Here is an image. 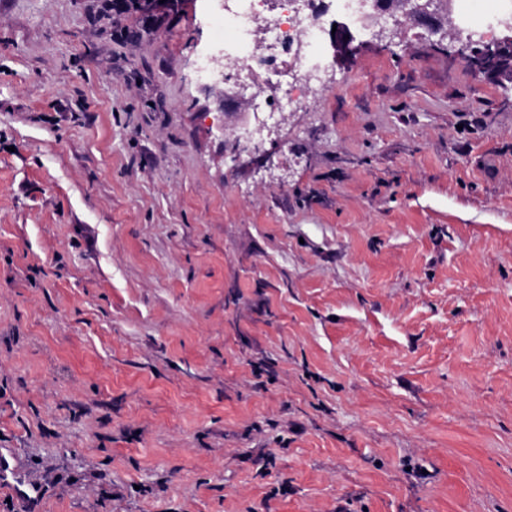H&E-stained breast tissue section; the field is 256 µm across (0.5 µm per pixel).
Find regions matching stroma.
Returning a JSON list of instances; mask_svg holds the SVG:
<instances>
[{
    "instance_id": "stroma-1",
    "label": "stroma",
    "mask_w": 512,
    "mask_h": 512,
    "mask_svg": "<svg viewBox=\"0 0 512 512\" xmlns=\"http://www.w3.org/2000/svg\"><path fill=\"white\" fill-rule=\"evenodd\" d=\"M400 28L257 162L205 0H0V448L40 512H512V82Z\"/></svg>"
}]
</instances>
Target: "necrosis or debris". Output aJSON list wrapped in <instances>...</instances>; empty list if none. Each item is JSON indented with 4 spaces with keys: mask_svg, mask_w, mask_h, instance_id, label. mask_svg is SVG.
<instances>
[{
    "mask_svg": "<svg viewBox=\"0 0 512 512\" xmlns=\"http://www.w3.org/2000/svg\"><path fill=\"white\" fill-rule=\"evenodd\" d=\"M215 25L224 36L198 56L197 77L223 81L236 98L245 100L253 114L250 127L238 136L246 143L261 138L273 117L305 108L324 83L330 58L322 48L327 25L339 19L371 36L391 13L378 11L364 18L362 0H213ZM263 83L279 85L274 99L254 90Z\"/></svg>",
    "mask_w": 512,
    "mask_h": 512,
    "instance_id": "necrosis-or-debris-1",
    "label": "necrosis or debris"
}]
</instances>
